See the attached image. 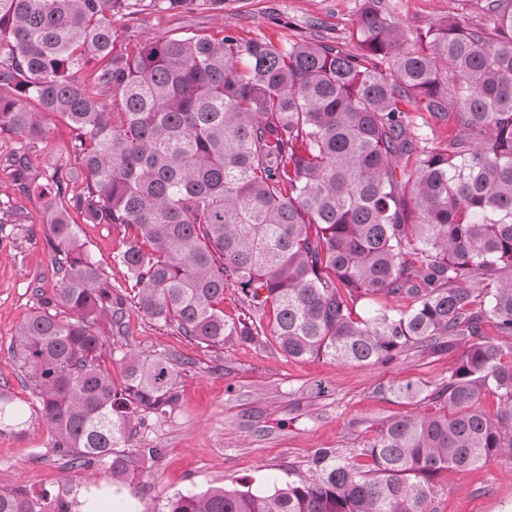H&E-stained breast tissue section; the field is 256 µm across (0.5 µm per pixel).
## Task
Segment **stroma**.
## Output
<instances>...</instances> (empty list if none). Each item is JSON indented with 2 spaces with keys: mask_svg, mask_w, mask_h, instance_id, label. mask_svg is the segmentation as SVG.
Wrapping results in <instances>:
<instances>
[{
  "mask_svg": "<svg viewBox=\"0 0 512 512\" xmlns=\"http://www.w3.org/2000/svg\"><path fill=\"white\" fill-rule=\"evenodd\" d=\"M361 0H224L220 13L142 14L137 20L114 19L116 45L127 51L159 37L194 32L216 38L230 31L243 40L276 42L326 39L356 46ZM382 11L399 22L408 36L454 14L479 20V0H381ZM71 133L51 119L43 142L31 151L36 172L71 163ZM105 276L128 289L126 271L112 262L125 240L109 224L79 228ZM59 287L44 247V219L38 196L16 193L8 171L0 169V390L25 414L22 423L0 424V489L75 492L93 483H110L100 464L74 467L53 450L51 436L39 421L27 381L9 348L30 315L46 310L68 317L56 305ZM108 351L104 365L120 379L123 353L162 355L192 367L181 377L178 404L150 415L125 456L134 459L132 480L119 484L112 499L116 512H163L180 493H202L213 486H247L270 491L288 478L308 476L315 449L347 452L368 443L391 418L405 412L433 414L443 409L433 398L447 383L456 355L402 356L386 366L344 364L327 357L307 360L285 355L273 337L256 345L228 343L207 348L129 311L125 334L103 328ZM406 380L423 385L409 401L392 386ZM325 386L317 394V386ZM156 446L161 457L141 461L137 451ZM438 512H512V459L497 457L472 469L448 468L436 479Z\"/></svg>",
  "mask_w": 512,
  "mask_h": 512,
  "instance_id": "stroma-1",
  "label": "stroma"
}]
</instances>
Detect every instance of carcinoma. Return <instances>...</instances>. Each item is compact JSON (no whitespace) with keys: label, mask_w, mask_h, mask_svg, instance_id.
Here are the masks:
<instances>
[{"label":"carcinoma","mask_w":512,"mask_h":512,"mask_svg":"<svg viewBox=\"0 0 512 512\" xmlns=\"http://www.w3.org/2000/svg\"><path fill=\"white\" fill-rule=\"evenodd\" d=\"M379 4L362 0L356 51L228 32L122 53L112 18L221 11L224 0H0V133L19 138L0 165L42 200L56 303L71 312L32 315L11 353L70 464L128 480L133 461L114 449L176 405L181 378L163 356H125L119 384L102 365L99 328L123 331L129 306L72 210L123 230L112 262L129 274L132 307L207 348L260 343L270 307V335L294 359L384 367L415 348L459 352L446 410L389 420L352 449L367 468L318 448L308 478L179 494L164 512H436L441 470L512 458V347L488 332L512 339V0L411 40ZM410 101L453 120L445 146L412 134ZM51 115L73 131L75 164L42 178L29 154ZM400 156L415 158L408 191ZM229 285L251 316L224 318ZM376 296L412 305L375 308ZM359 301L370 308L356 319ZM488 392L493 416L480 408ZM69 508L47 491L0 490V512Z\"/></svg>","instance_id":"1"}]
</instances>
